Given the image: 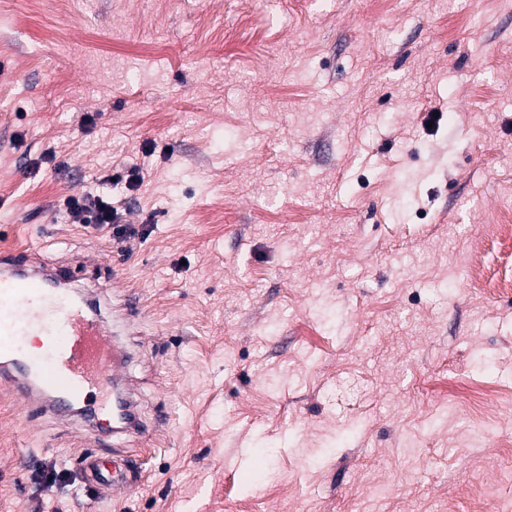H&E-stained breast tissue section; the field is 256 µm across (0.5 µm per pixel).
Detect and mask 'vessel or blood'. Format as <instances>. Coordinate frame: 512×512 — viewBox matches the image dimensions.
I'll return each instance as SVG.
<instances>
[{
	"label": "vessel or blood",
	"instance_id": "vessel-or-blood-1",
	"mask_svg": "<svg viewBox=\"0 0 512 512\" xmlns=\"http://www.w3.org/2000/svg\"><path fill=\"white\" fill-rule=\"evenodd\" d=\"M72 277L67 269L30 267L18 255H0V385L20 400L40 401L47 412L75 410L93 422L101 410L92 387L113 383L119 347L111 323L92 302L66 289ZM34 333L47 338L39 354L25 348ZM117 407L116 432L142 433L130 393H120ZM90 469L105 484L123 479L117 459L91 461Z\"/></svg>",
	"mask_w": 512,
	"mask_h": 512
}]
</instances>
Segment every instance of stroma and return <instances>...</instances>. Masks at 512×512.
I'll return each mask as SVG.
<instances>
[{
	"mask_svg": "<svg viewBox=\"0 0 512 512\" xmlns=\"http://www.w3.org/2000/svg\"><path fill=\"white\" fill-rule=\"evenodd\" d=\"M1 18L0 251L95 290L146 433L107 487L0 386V512H512V296L463 271L512 276V0ZM132 167V251L58 215Z\"/></svg>",
	"mask_w": 512,
	"mask_h": 512,
	"instance_id": "35a3bbf8",
	"label": "stroma"
}]
</instances>
